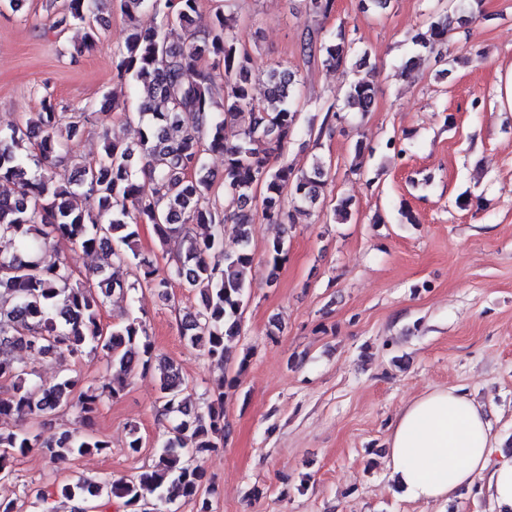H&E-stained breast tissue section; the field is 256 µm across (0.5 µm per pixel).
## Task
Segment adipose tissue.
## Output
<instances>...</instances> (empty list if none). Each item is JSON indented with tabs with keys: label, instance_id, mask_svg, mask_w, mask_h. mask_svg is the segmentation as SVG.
Wrapping results in <instances>:
<instances>
[{
	"label": "adipose tissue",
	"instance_id": "adipose-tissue-1",
	"mask_svg": "<svg viewBox=\"0 0 512 512\" xmlns=\"http://www.w3.org/2000/svg\"><path fill=\"white\" fill-rule=\"evenodd\" d=\"M483 404L459 387L428 391L398 414L388 438L389 477L413 502L448 501L475 477L498 512H512V458L494 460Z\"/></svg>",
	"mask_w": 512,
	"mask_h": 512
}]
</instances>
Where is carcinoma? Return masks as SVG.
<instances>
[{
	"label": "carcinoma",
	"mask_w": 512,
	"mask_h": 512,
	"mask_svg": "<svg viewBox=\"0 0 512 512\" xmlns=\"http://www.w3.org/2000/svg\"><path fill=\"white\" fill-rule=\"evenodd\" d=\"M129 16L149 9L159 24L131 30L113 59L119 82L131 77L147 90L138 105L135 138L122 142L104 128V112L57 111L52 97L43 99L36 119L13 125L0 135V182L12 185L0 197V238H9L15 251L0 257V481L9 479L13 460L34 448L47 449L53 461L71 455L102 453L108 441L65 429L53 440H43L26 426L47 413L71 411L75 419L90 418L104 399H115L136 369L158 375L161 415L175 420L153 463L129 481L111 484L78 478L39 490L36 498L47 502L57 494L82 505L102 498H118L128 512L154 501L158 512L174 500L194 498L204 472L193 461L224 447L229 425L224 419V384L212 390L205 406L182 397L187 383L179 369L154 354L146 320L130 317L104 329L101 316L111 295L144 284L162 297L172 281L198 295L195 310L181 323V336L189 347L211 362L224 364L229 342L240 333L246 298V277L254 257L249 248L254 219L251 201L261 197V216L268 224L294 223L301 204H314L327 184L324 162L317 158L308 170L288 164L274 166L284 148L301 131L295 74L272 66L263 74L264 98L253 95L252 56L234 25V0H215L211 27L194 35V16L200 0H119ZM334 0H305L306 12L325 17ZM102 0H65L53 28H84V41L97 39ZM483 16L482 0H460L457 6L437 7L410 36L419 55L440 51L451 33ZM354 40L344 28L327 37L304 29L299 48L306 57H319L330 69L367 66L369 51L353 61ZM212 61L224 72L221 90L201 71ZM376 95L375 71L352 80L343 106L323 110L320 125L307 121L306 135H322L342 119L343 112L371 111ZM236 139L225 128L238 124ZM88 124L102 128L98 159L83 164L72 154L70 142ZM210 153L224 156L220 180L206 168ZM147 177L152 190L139 183ZM222 188L227 207L209 205L206 196ZM96 199L97 212H85L71 203L77 193ZM293 206H285L284 196ZM238 224L241 248L224 252V222ZM152 225L158 239L180 238L174 263L159 271L140 257L136 242L139 226ZM202 227L198 234L194 228ZM65 240L84 253L100 252L104 264L87 281L74 278L70 262L48 258L54 243ZM135 267V280L127 284L116 277L123 267ZM23 347L35 356L68 355L102 357L112 377L85 382L65 374L46 386L34 378L24 363L12 356Z\"/></svg>",
	"instance_id": "carcinoma-1"
}]
</instances>
